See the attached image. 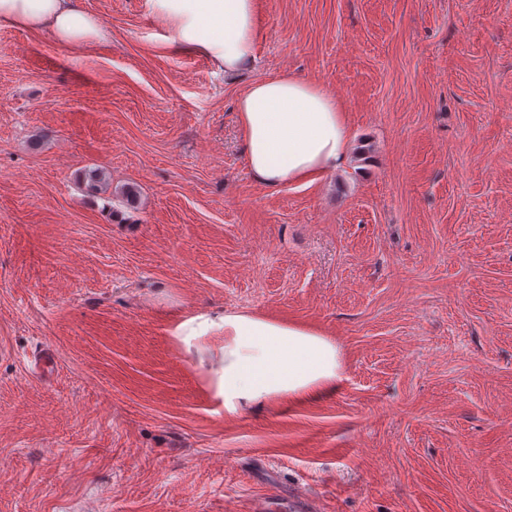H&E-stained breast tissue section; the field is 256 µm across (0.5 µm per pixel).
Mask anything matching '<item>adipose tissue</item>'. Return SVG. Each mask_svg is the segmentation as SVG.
Here are the masks:
<instances>
[{
	"mask_svg": "<svg viewBox=\"0 0 512 512\" xmlns=\"http://www.w3.org/2000/svg\"><path fill=\"white\" fill-rule=\"evenodd\" d=\"M164 41L204 56L226 76L256 61L259 0H146ZM47 33L62 45H91L108 32L82 0H0V28ZM249 171L262 185L310 186L343 170L352 130L342 103L317 83L281 72L251 83L237 101ZM220 331L215 391L228 415L244 407L336 390L342 361L335 341L295 323L247 311L193 315L176 330L184 344Z\"/></svg>",
	"mask_w": 512,
	"mask_h": 512,
	"instance_id": "1",
	"label": "adipose tissue"
}]
</instances>
